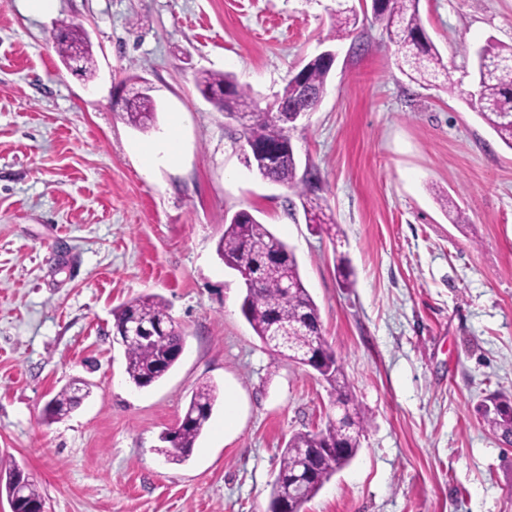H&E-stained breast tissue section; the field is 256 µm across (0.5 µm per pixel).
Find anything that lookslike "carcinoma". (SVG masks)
<instances>
[{
  "label": "carcinoma",
  "mask_w": 512,
  "mask_h": 512,
  "mask_svg": "<svg viewBox=\"0 0 512 512\" xmlns=\"http://www.w3.org/2000/svg\"><path fill=\"white\" fill-rule=\"evenodd\" d=\"M371 13L382 25L388 40L395 44L403 73L415 83H434L444 77L442 88L456 94L459 88L452 79L443 57L427 36L419 16V0H371ZM359 23L354 6L337 0L333 39L352 35ZM64 36L56 42L61 61L79 48L83 52L82 71L91 70L93 57L85 31L77 24L62 25ZM330 64L316 56L293 74L282 91L276 94L282 102L300 104L313 111L317 103L295 96V84L304 79L313 96L326 91ZM474 82L477 96L470 105L496 134L512 149V46L488 43L477 53ZM201 95L216 109L237 117L243 127V138L250 150L245 152L246 166L262 178L287 186L302 199L306 222L331 224L327 206L307 192L312 178H296L297 161L290 148V130L283 116L273 106H259L249 89L240 85L229 72H204L196 78ZM126 124L140 130L149 128L154 120L155 106L146 94L137 92L124 100L121 109ZM217 254L224 265L237 270L246 268L257 277V285L246 292L243 306L245 318L255 334L275 357H286L299 364L312 351L320 356L318 374L330 387L333 403L347 408L342 419L330 418L318 431L296 432L280 456L279 470L272 485L270 512L281 503H288L291 512H302L337 470L349 463L360 448V437L366 424L365 412L353 404L350 384L328 341L317 329L319 309L305 287L293 251L277 238L265 224L247 210L236 212L224 224V234L217 243ZM113 327L137 318L157 322L169 333L150 339H139L125 348L126 373L137 388L149 387L163 378L176 364V354L184 347V337L169 319L162 298L147 295L128 301L112 311ZM295 326L288 340H271L272 322ZM217 401L216 387L205 383L196 388L182 416L179 429L161 440L169 447L162 449L168 460L182 463L193 451L197 439L207 425ZM79 398L70 387L61 389L46 405L45 416L60 420L78 405ZM484 422L493 433L512 445V398L492 394L487 398ZM333 444L343 451L338 456L323 448Z\"/></svg>",
  "instance_id": "cac0c4a2"
}]
</instances>
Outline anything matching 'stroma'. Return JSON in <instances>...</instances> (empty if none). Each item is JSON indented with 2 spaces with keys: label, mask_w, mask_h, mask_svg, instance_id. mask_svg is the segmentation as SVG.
I'll return each instance as SVG.
<instances>
[{
  "label": "stroma",
  "mask_w": 512,
  "mask_h": 512,
  "mask_svg": "<svg viewBox=\"0 0 512 512\" xmlns=\"http://www.w3.org/2000/svg\"><path fill=\"white\" fill-rule=\"evenodd\" d=\"M336 0H0V460L50 512H267L279 456L336 408L310 367L273 359L241 311L245 286L216 252L246 209L290 246L323 333L368 422L357 454L304 512H512V446L479 413L512 393V149L466 103L411 82L371 14L333 40ZM422 25L463 91L487 42L512 46V0H420ZM92 43L68 70L61 23ZM337 58L291 131L338 232L244 162L242 127L199 93L230 72L259 104L325 49ZM156 106L147 131L113 102L128 76ZM176 129L175 162L141 150ZM469 218L449 223L435 196ZM346 259L355 283L342 287ZM162 297L185 338L159 382H129L112 311ZM67 417L45 404L74 379ZM219 397L189 459L159 436L193 390ZM235 397L238 429L224 436ZM61 31L64 33L62 39L56 42V51L61 61L64 63L70 52L75 48H81L83 52V68L86 73L91 70L93 57L91 47L85 31L77 24L69 23L62 25Z\"/></svg>",
  "instance_id": "35a3bbf8"
}]
</instances>
